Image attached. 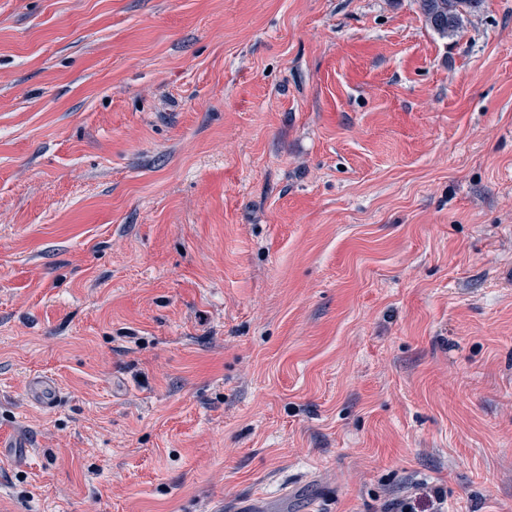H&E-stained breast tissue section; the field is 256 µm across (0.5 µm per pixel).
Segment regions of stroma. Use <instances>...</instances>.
Listing matches in <instances>:
<instances>
[{
    "instance_id": "obj_1",
    "label": "stroma",
    "mask_w": 512,
    "mask_h": 512,
    "mask_svg": "<svg viewBox=\"0 0 512 512\" xmlns=\"http://www.w3.org/2000/svg\"><path fill=\"white\" fill-rule=\"evenodd\" d=\"M1 433L0 512H512V0H0ZM484 0H418L425 24L445 36L478 12ZM54 384L47 378L37 377L30 385V399L32 402L41 405H52L57 398Z\"/></svg>"
}]
</instances>
